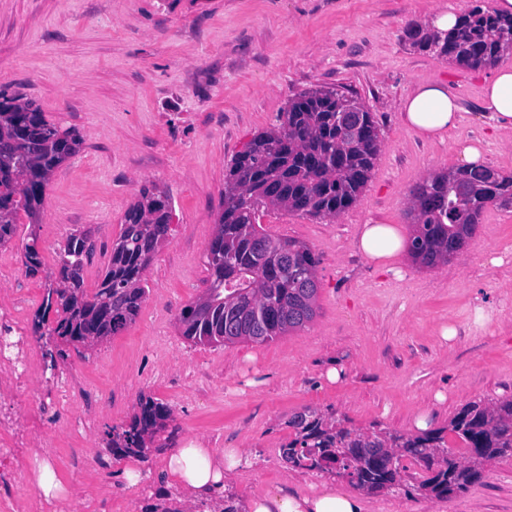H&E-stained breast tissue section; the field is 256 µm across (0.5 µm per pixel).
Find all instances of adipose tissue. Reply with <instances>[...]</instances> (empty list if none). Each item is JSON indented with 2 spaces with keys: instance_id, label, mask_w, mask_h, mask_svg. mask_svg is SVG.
Listing matches in <instances>:
<instances>
[{
  "instance_id": "adipose-tissue-1",
  "label": "adipose tissue",
  "mask_w": 512,
  "mask_h": 512,
  "mask_svg": "<svg viewBox=\"0 0 512 512\" xmlns=\"http://www.w3.org/2000/svg\"><path fill=\"white\" fill-rule=\"evenodd\" d=\"M401 119L426 140L443 139L461 120L459 103L447 85L419 87L400 103ZM482 109L488 112L500 132L512 131V64L503 63L486 82ZM354 246L377 269L404 279L401 260L409 253V236L400 226L379 218L359 225ZM250 465L242 448L217 450L202 441H183L158 461L157 486L176 491L185 512H216L231 481ZM243 512H365L361 495L330 482L313 484L303 490L299 484L255 491L242 502Z\"/></svg>"
}]
</instances>
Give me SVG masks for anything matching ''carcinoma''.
<instances>
[{"label":"carcinoma","mask_w":512,"mask_h":512,"mask_svg":"<svg viewBox=\"0 0 512 512\" xmlns=\"http://www.w3.org/2000/svg\"><path fill=\"white\" fill-rule=\"evenodd\" d=\"M413 45L459 66L495 65L512 44V17L473 7L457 27L439 35L415 24ZM380 129L364 103L334 87L299 94L281 114L279 127L254 136L232 159L224 179V210L208 247L211 283L181 312L182 336L195 345L264 343L298 330L317 314L318 259L302 241L277 238L258 223L259 211L283 208L333 221L358 200L380 148ZM82 138L49 121L39 106L0 93V244L14 234L20 214L35 223L51 173L79 152ZM512 209V175L488 166L443 171L412 190L414 216L410 254L426 267L446 264L463 253L488 206ZM167 197L144 185L112 242L107 270L93 292L82 276L94 252L87 233H72L60 249L61 285L47 288L46 307H56L55 325L36 315L34 334L56 339L51 366L66 347L114 336L132 324L146 298L144 274L170 232ZM25 264L42 265L36 243L24 246ZM121 430H112V455L140 456L145 436L165 429L170 411L151 397ZM291 439L280 448L295 467L336 472L366 491H396L404 457L430 476L419 485L430 498H443L481 478L474 464L512 457V397L483 405L469 403L448 430L417 436L363 432L331 422L309 408L288 420ZM468 448L457 461L446 435Z\"/></svg>","instance_id":"1"}]
</instances>
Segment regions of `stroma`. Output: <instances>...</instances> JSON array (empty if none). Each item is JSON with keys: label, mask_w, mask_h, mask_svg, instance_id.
Returning <instances> with one entry per match:
<instances>
[{"label": "stroma", "mask_w": 512, "mask_h": 512, "mask_svg": "<svg viewBox=\"0 0 512 512\" xmlns=\"http://www.w3.org/2000/svg\"><path fill=\"white\" fill-rule=\"evenodd\" d=\"M493 10L495 0H0V91L33 101L48 120L78 131L80 151L55 169L37 223L0 245V300L26 295L33 319L60 279L68 234L89 232L83 269L94 289L139 189L156 185L171 231L145 272L147 298L130 326L106 342L71 347L66 373L83 394L90 426L49 412V458L70 494L66 512H140L137 488L115 489L99 469L111 460L107 431L127 425L140 397L166 404L167 429L213 448L246 449L254 464L239 495L314 471L280 456L289 418L309 407L365 432L435 428L468 403L512 397V211L488 207L468 250L445 265H410L404 279L377 270L354 248L358 224H410V192L458 167L457 149L479 146L512 173V141L488 133L479 109L489 68L468 69L414 47L407 28L439 7ZM444 83L462 118L444 140L405 127L399 102L421 84ZM331 86L357 96L380 127L381 146L357 202L335 221L266 209L258 222L306 243L319 260L316 317L263 343L194 345L178 321L210 284L207 248L224 202L231 159L300 93ZM42 266L30 272L24 245ZM502 265H492V258ZM483 303L488 319L474 322ZM457 334L445 340L442 327ZM341 372L329 382V368ZM424 471L404 472L406 491L369 493L366 512H512V458L489 461L481 480L442 499L422 497Z\"/></svg>", "instance_id": "obj_1"}]
</instances>
